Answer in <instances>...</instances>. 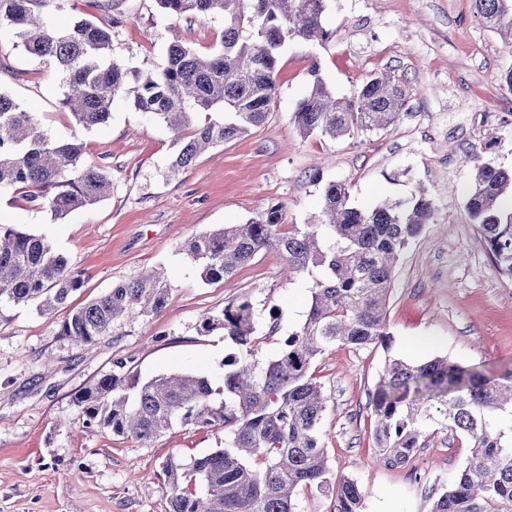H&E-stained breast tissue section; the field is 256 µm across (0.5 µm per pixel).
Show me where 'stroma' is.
Listing matches in <instances>:
<instances>
[{
    "mask_svg": "<svg viewBox=\"0 0 512 512\" xmlns=\"http://www.w3.org/2000/svg\"><path fill=\"white\" fill-rule=\"evenodd\" d=\"M111 13L118 21L112 55L131 67L162 62L175 38L209 53L224 31L221 17H167L155 0H112ZM323 22L336 33L326 45L296 41L281 49L279 94L264 124L207 149L174 178L163 124L120 99L106 125L76 126L59 75L0 30V91L33 113L52 140L80 139L85 160L112 172L108 198L57 221L23 192H0V224L45 235L84 278L68 307L52 314L31 304L0 306V512H166L163 461L187 463L223 447V430L178 425L145 448L85 426L76 397L121 360L125 373L142 380L191 372L218 381L228 356L263 371L303 323L312 276H288L283 257L269 250L232 278L205 284L180 247L277 203L288 223H307L321 205L316 173L346 182L356 205L404 199L421 184L437 208L435 224L396 270L390 350L336 345L315 361L328 398L322 432L333 478L358 482L365 512H430L463 466L466 443L442 428L411 464H380L371 402L391 354L413 362L445 356L492 378L512 371V281L499 275L470 221L464 163L476 153L512 168V101L502 80L512 69V45L480 22L472 0H331ZM314 62L339 96L352 95L375 71H394L411 109L384 130L303 137L290 117L311 87ZM146 269L163 272L172 288L158 316L116 324L90 349L59 336L68 308ZM242 296L253 305L251 344L202 329L204 314Z\"/></svg>",
    "mask_w": 512,
    "mask_h": 512,
    "instance_id": "obj_1",
    "label": "stroma"
}]
</instances>
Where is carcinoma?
Wrapping results in <instances>:
<instances>
[{"instance_id":"carcinoma-1","label":"carcinoma","mask_w":512,"mask_h":512,"mask_svg":"<svg viewBox=\"0 0 512 512\" xmlns=\"http://www.w3.org/2000/svg\"><path fill=\"white\" fill-rule=\"evenodd\" d=\"M62 0H0V29L7 28L31 56L60 76L62 104L76 124L108 123L112 104L129 101L161 121L176 147L175 176L204 150L236 139L264 123L279 89L278 58L288 41L324 44L336 32L323 24L330 0H155L172 17L224 18L219 45L208 55L176 39L160 66L131 68L112 57V17L81 18L65 27L53 17ZM491 27L512 37V0H474ZM291 122L304 136L332 140L395 124L407 98L402 80L380 71L347 97L330 92L319 64ZM206 114L193 124L194 116ZM466 210L498 271L512 279V170L470 155ZM112 187L108 166L84 159L83 143L53 141L32 113L0 91V190L15 188L57 220L98 203ZM435 201L419 189L406 199L386 197L364 207L350 203L348 185L327 182L317 219L286 223L274 204L245 224L195 235L181 251L205 284L222 282L262 250H274L288 275L322 270L311 288L305 321L288 334L277 357L255 376L224 361L222 384L207 376L172 373L146 381L107 374L77 397L84 422L149 446L174 425L224 430V447L189 464L162 465L166 512H298L303 491L328 492L336 512H364L358 483L332 480L321 422L327 398L313 363L333 345L353 349L391 346L387 306L401 255L434 223ZM81 274L45 236L0 224V303L38 302L42 314L64 305L82 288ZM171 287L152 271L116 284L70 310L59 335L91 347L114 324L159 314ZM252 303L243 296L202 320L250 344ZM378 462L404 467L429 431L440 426L464 438L469 456L430 512H512V372L500 379L434 357L409 363L389 356L385 383L374 401Z\"/></svg>"}]
</instances>
